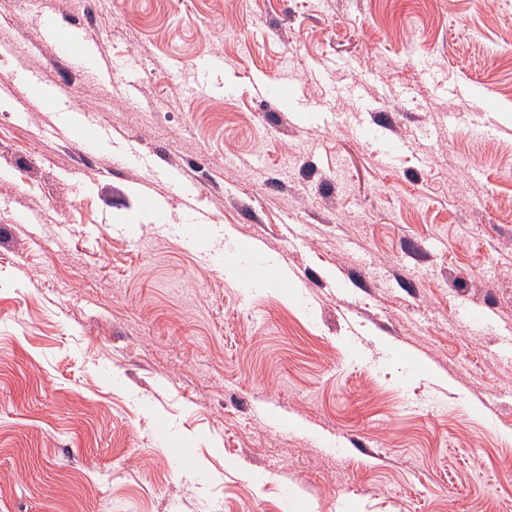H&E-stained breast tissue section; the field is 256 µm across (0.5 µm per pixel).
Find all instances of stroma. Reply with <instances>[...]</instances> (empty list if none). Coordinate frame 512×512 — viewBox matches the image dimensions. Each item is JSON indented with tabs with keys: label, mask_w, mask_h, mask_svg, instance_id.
Listing matches in <instances>:
<instances>
[{
	"label": "stroma",
	"mask_w": 512,
	"mask_h": 512,
	"mask_svg": "<svg viewBox=\"0 0 512 512\" xmlns=\"http://www.w3.org/2000/svg\"><path fill=\"white\" fill-rule=\"evenodd\" d=\"M1 45L0 512H512V0H0Z\"/></svg>",
	"instance_id": "stroma-1"
}]
</instances>
